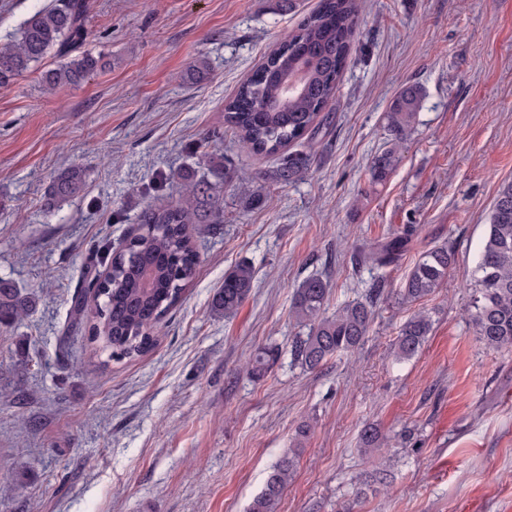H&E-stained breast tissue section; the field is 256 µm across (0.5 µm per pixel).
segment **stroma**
Wrapping results in <instances>:
<instances>
[{
  "label": "stroma",
  "instance_id": "35a3bbf8",
  "mask_svg": "<svg viewBox=\"0 0 512 512\" xmlns=\"http://www.w3.org/2000/svg\"><path fill=\"white\" fill-rule=\"evenodd\" d=\"M318 0H96L89 49L111 65L50 94L46 58L0 88V280L36 295L32 316L0 327V512H247L302 422L312 433L277 512H512V352L488 350L468 312L473 271L501 187L512 181V0H361L357 41L330 118L308 142L310 171L264 181L273 156L225 132L236 177L220 230L195 224L193 283L145 356L104 361L85 332L59 338L95 247L121 248L139 214L180 194L172 175L224 126L231 98L268 47ZM199 85L182 76L199 58ZM425 97L386 185L369 166L391 137L396 92ZM84 195L46 216L43 197L69 163ZM262 201L242 210V197ZM407 232L392 267L363 246ZM455 254L447 281L403 296L420 253ZM255 270L239 310L211 299L239 262ZM327 278L328 312L384 293L354 353L309 371L294 361L290 315L306 278ZM425 312L421 350L397 360L404 322ZM264 347L278 360L246 369ZM385 438L375 458L359 436Z\"/></svg>",
  "mask_w": 512,
  "mask_h": 512
}]
</instances>
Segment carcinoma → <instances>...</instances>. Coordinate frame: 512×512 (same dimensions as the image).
<instances>
[{"label": "carcinoma", "mask_w": 512, "mask_h": 512, "mask_svg": "<svg viewBox=\"0 0 512 512\" xmlns=\"http://www.w3.org/2000/svg\"><path fill=\"white\" fill-rule=\"evenodd\" d=\"M93 0H56L49 8L34 11L24 20L16 36L0 44V88L13 85L48 55L59 63L42 75L49 93L76 86L105 69L102 54L86 48L88 21ZM358 0H320L318 8L297 28L276 43L263 62L224 103V124L241 145L256 156H278L270 179L288 184L312 166V154L291 150L315 136L339 89L357 38L355 19ZM211 66L200 58L189 68L191 84L208 80ZM424 99L416 84L403 86L385 112L391 147L373 161L370 179L384 184L401 162L399 147L414 128ZM224 134L213 133L201 145L197 166L178 171L179 198L169 204L149 206L141 214L137 232L124 248L104 250L106 275L90 277L87 288L71 298L69 329L85 330L108 359L131 358L148 353L154 346V330L179 302L193 281L198 253L190 225L208 224L217 229L224 223V185L233 173L224 164ZM87 172L70 164L53 177L45 195L44 211L50 215L85 190ZM408 238L391 233L361 255L374 268L399 262ZM455 260L448 245L423 251L408 271L404 297L418 300L441 287ZM251 264L238 263L224 273V283L215 292L211 309L234 314L254 286ZM330 282L312 276L298 286L291 315L307 327L305 336L292 341L294 359L315 370L329 359L357 348L368 336L373 308L382 288L345 303L326 314ZM476 335L489 350L512 349V182L500 190L486 225L474 273V291L469 302ZM36 309L33 297L10 282L0 280V325L9 326ZM432 329V320L418 312L403 324L394 343L399 360L413 357ZM270 348L253 358L251 373L261 375L275 362ZM384 447L376 427L360 433V451L369 456ZM297 449L283 453L272 467L262 490L247 512H277L281 496L297 466Z\"/></svg>", "instance_id": "obj_1"}]
</instances>
